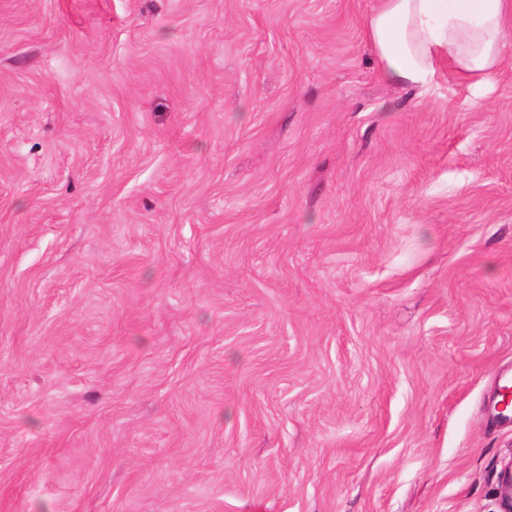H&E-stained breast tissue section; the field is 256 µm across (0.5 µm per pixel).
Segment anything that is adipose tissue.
<instances>
[{
	"label": "adipose tissue",
	"mask_w": 512,
	"mask_h": 512,
	"mask_svg": "<svg viewBox=\"0 0 512 512\" xmlns=\"http://www.w3.org/2000/svg\"><path fill=\"white\" fill-rule=\"evenodd\" d=\"M512 31V0H377L367 38L384 77L423 90L443 75L491 85Z\"/></svg>",
	"instance_id": "1"
}]
</instances>
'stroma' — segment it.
I'll return each mask as SVG.
<instances>
[{
    "instance_id": "35a3bbf8",
    "label": "stroma",
    "mask_w": 512,
    "mask_h": 512,
    "mask_svg": "<svg viewBox=\"0 0 512 512\" xmlns=\"http://www.w3.org/2000/svg\"><path fill=\"white\" fill-rule=\"evenodd\" d=\"M374 5L0 0V512H501L512 35ZM511 27V0H377L366 33L387 80L429 90L446 69L491 85Z\"/></svg>"
}]
</instances>
